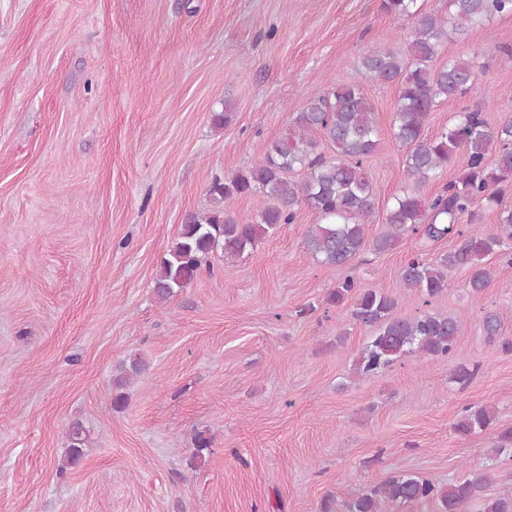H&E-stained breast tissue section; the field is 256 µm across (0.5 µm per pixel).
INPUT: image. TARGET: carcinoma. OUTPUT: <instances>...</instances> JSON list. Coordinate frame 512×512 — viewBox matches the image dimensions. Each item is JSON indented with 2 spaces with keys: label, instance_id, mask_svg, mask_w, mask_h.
<instances>
[{
  "label": "carcinoma",
  "instance_id": "obj_1",
  "mask_svg": "<svg viewBox=\"0 0 512 512\" xmlns=\"http://www.w3.org/2000/svg\"><path fill=\"white\" fill-rule=\"evenodd\" d=\"M385 13L411 21L408 48L413 57L406 66L397 54L384 49L367 51L359 58L362 75L379 84H397L399 95L389 126L391 140L406 150L408 175L426 182L452 163L458 150L467 154L457 176L431 197L403 191L393 197L382 217L384 227L369 237L374 223L376 193L363 162L380 144L381 131L373 107L358 83H342L327 94L307 100L289 121L284 135L271 141L250 166L215 180L209 189L216 207L191 214L179 236L168 247L154 281L158 299L168 301L189 286L203 270L213 271L209 258L220 252L234 261L252 251L257 242L295 220V207L304 205L317 214L308 226L304 245L322 265L351 268L352 262L372 242L374 251L395 249L400 241L419 234L435 242L453 239L448 251L434 258L418 253L401 265L399 283L417 293L428 306L448 290V273H467L466 288L479 294L492 277L490 260L512 250V120L492 127L480 107H463L435 136L424 134L426 122L443 102L467 96L475 88L476 59L450 58L430 65L449 34L480 26L496 16L512 15V0H448V16L429 12L418 0H382ZM326 143L332 154L321 150ZM301 171L299 182L288 174ZM262 194L269 205L244 221L234 202ZM484 210L498 214L495 234L476 224ZM353 300L354 321L373 330L360 350L355 370L362 376L382 372L410 355L445 361L458 359L452 381L465 385L478 365L460 359V321L432 310L415 314L398 311L396 299L380 288H366L352 274L336 282L323 302L340 307ZM147 363L131 355L113 378L112 407H125V386L142 376ZM494 420L491 407L467 406L454 424L461 434L483 432ZM86 435L74 423L68 432L67 464L84 456ZM484 476L464 473L446 486L403 473L343 504V512H382L385 505L433 503L435 512H464L482 499L483 512H512V491L484 497Z\"/></svg>",
  "mask_w": 512,
  "mask_h": 512
}]
</instances>
